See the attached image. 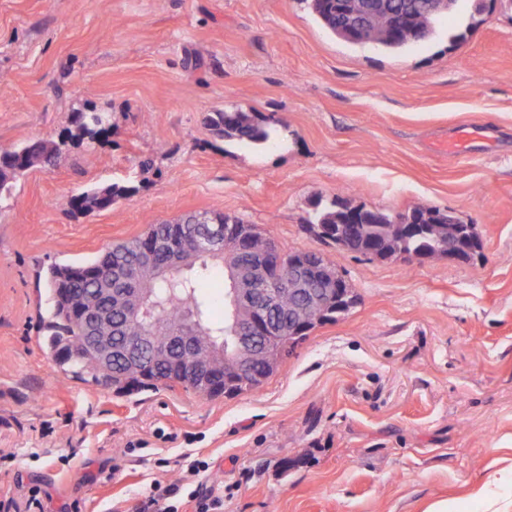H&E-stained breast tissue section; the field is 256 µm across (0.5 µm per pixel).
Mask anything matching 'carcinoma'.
I'll return each instance as SVG.
<instances>
[{
	"label": "carcinoma",
	"instance_id": "1",
	"mask_svg": "<svg viewBox=\"0 0 512 512\" xmlns=\"http://www.w3.org/2000/svg\"><path fill=\"white\" fill-rule=\"evenodd\" d=\"M384 2L386 8L370 19V36L367 38L351 34L341 26V16L355 8V4L350 0H309V6L323 28L348 43H367L387 51L398 52L430 37L433 20L438 14L423 10L419 2L414 5L410 4V0ZM207 121L218 135L227 140L261 143L269 139L265 127L247 112H215L207 117ZM108 130L110 124L107 115L90 112L76 116L75 130L70 133V138L92 141ZM12 154L22 157V161L10 170H0V199L10 196L12 181L29 169L56 163L60 157V149L55 144L48 150L41 140L16 148L12 150ZM123 192V188L115 185L94 188L64 198L62 205L75 211L105 210L111 208L112 203ZM371 217L374 223L363 225L364 245L379 244L403 253L409 260H434L450 238L458 234L468 235L473 229L471 224H450L448 213L425 207H415L396 216L377 212L371 214ZM392 218L400 224H422L424 228L407 236L397 232L389 238L385 236L384 224ZM343 219L345 214L338 207L318 212L314 224L318 229V236L325 240L336 234L338 221ZM174 233L182 235L184 249L195 254L199 265L190 275L178 272L167 279H153L143 267L138 253L131 248V244L146 237L169 236ZM194 233L195 225L182 219L176 222L152 223L143 235L115 245L111 251H103L91 261L55 263L48 267L46 284L50 292L51 309L49 320L44 322V329L47 331V345L52 354H65L62 366L66 378L99 385L100 379L97 377L93 358L81 342L82 322L78 316L70 313L69 302L72 296L78 295L84 299L86 306H98L102 301L97 291L98 281L111 273L113 264L125 266L133 288L158 302L160 308L156 314V321H128L124 324L122 334L113 337L116 353L112 358V373L117 374L122 370V351L126 339H143L144 356L148 357L153 344L163 341L168 336L177 335L188 323L199 325L216 342L229 345L225 306L218 305L208 293L209 280L220 276L217 266L224 265L227 256L233 261L243 262L266 256L275 268L277 255L270 251L272 239L253 224L247 225L244 241L232 238L227 242L226 254L221 251H216L210 256L200 254ZM281 290V305L273 319L286 328L292 298L288 296V281L285 279L282 280ZM316 312L319 325L335 322L341 317V313L336 311V305L331 303L328 297L318 306ZM179 385L181 382L176 369L161 363L150 369L148 375L138 381L136 390Z\"/></svg>",
	"mask_w": 512,
	"mask_h": 512
}]
</instances>
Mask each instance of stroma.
<instances>
[{"label": "stroma", "instance_id": "35a3bbf8", "mask_svg": "<svg viewBox=\"0 0 512 512\" xmlns=\"http://www.w3.org/2000/svg\"><path fill=\"white\" fill-rule=\"evenodd\" d=\"M477 1L390 52L336 38L308 0H0V151L62 153L0 201V500L37 487L43 512H138L204 460L218 512H512V0ZM224 111L273 140L225 141L204 121ZM80 112L110 131L70 139ZM451 131L459 150L438 152ZM112 184L110 209L60 204ZM339 201L452 212L482 249L342 250L309 228ZM203 212L322 252L357 306L232 399L65 379L40 272Z\"/></svg>", "mask_w": 512, "mask_h": 512}]
</instances>
